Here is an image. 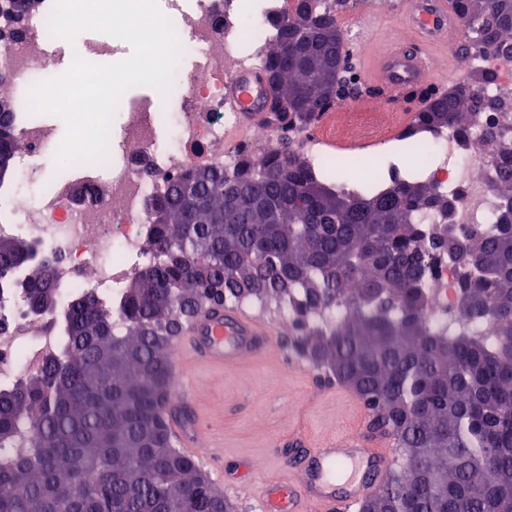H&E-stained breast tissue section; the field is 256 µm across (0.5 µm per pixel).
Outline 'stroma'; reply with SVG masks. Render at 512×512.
Instances as JSON below:
<instances>
[{
  "mask_svg": "<svg viewBox=\"0 0 512 512\" xmlns=\"http://www.w3.org/2000/svg\"><path fill=\"white\" fill-rule=\"evenodd\" d=\"M336 23L343 30L355 25L367 31L361 47L351 50V76L362 96L347 108L356 112L381 95L366 81L360 53L384 50L406 37L407 30L398 15L350 23L344 8L337 10ZM246 310L275 331L278 354L224 366L194 364L174 389L183 415L202 424L197 464L242 512H260L264 480L299 478L302 470L291 464V456L334 437L363 434L368 411L348 387L319 384L308 363L284 347V316L251 304Z\"/></svg>",
  "mask_w": 512,
  "mask_h": 512,
  "instance_id": "stroma-1",
  "label": "stroma"
}]
</instances>
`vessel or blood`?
I'll return each mask as SVG.
<instances>
[{
  "instance_id": "vessel-or-blood-1",
  "label": "vessel or blood",
  "mask_w": 512,
  "mask_h": 512,
  "mask_svg": "<svg viewBox=\"0 0 512 512\" xmlns=\"http://www.w3.org/2000/svg\"><path fill=\"white\" fill-rule=\"evenodd\" d=\"M408 39L380 55L378 66L367 78L390 92L415 90L428 84V64L420 48L443 45L449 59H456V46L450 38L457 30V12L451 0H403ZM225 97L244 117L253 118L268 111L270 92L263 69L237 71L224 87ZM341 111L322 113L318 131L327 146H365L364 129L346 130ZM274 333L246 311L228 309L221 314L202 313L188 325L184 336L173 346L175 359L196 354L210 364L228 365L255 358L271 351ZM390 464L384 448L365 447L359 436L331 440L315 449L299 484L267 483L260 495L264 512H353L366 490L352 483L348 493L337 496L334 478L347 469L364 468L372 475L383 474Z\"/></svg>"
}]
</instances>
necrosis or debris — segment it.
I'll return each mask as SVG.
<instances>
[{
  "label": "necrosis or debris",
  "instance_id": "4bbe7bcc",
  "mask_svg": "<svg viewBox=\"0 0 512 512\" xmlns=\"http://www.w3.org/2000/svg\"><path fill=\"white\" fill-rule=\"evenodd\" d=\"M55 4L42 0L22 36L0 39V69L10 76L22 143L17 170L35 190L34 201L21 205L14 183L0 184V236L25 234L55 252L54 279L64 293L93 287L106 296L141 261L151 227L149 201L167 180L189 167L232 165L243 153L255 166L265 164L274 137L246 127L235 106L225 102L224 84L235 70L261 62L260 47L274 41L295 6L292 0H275L252 24L244 16V0H170L169 18L182 49L170 88L121 98L124 122L109 131L103 156L69 165L67 177L57 180L53 172L61 140L28 104L31 87L53 76L58 38L49 19ZM478 69L495 74L481 87L483 97L494 103L512 99V64L492 54H460L457 86H467ZM490 128L512 138V112L494 106L478 115L463 143L450 130L423 138L435 159L427 175L452 198L454 223L500 221L496 156L486 137ZM455 278L454 267L437 268L424 311L430 324H441L450 312ZM57 343L54 329L29 315L17 290H0V380L35 370Z\"/></svg>",
  "mask_w": 512,
  "mask_h": 512
}]
</instances>
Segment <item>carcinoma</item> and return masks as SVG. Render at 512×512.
<instances>
[{
    "label": "carcinoma",
    "mask_w": 512,
    "mask_h": 512,
    "mask_svg": "<svg viewBox=\"0 0 512 512\" xmlns=\"http://www.w3.org/2000/svg\"><path fill=\"white\" fill-rule=\"evenodd\" d=\"M41 0H0V18ZM322 0H298L271 43L266 113L282 132L264 166L191 167L155 203L152 231L117 295L84 288L60 302L57 258L38 243L0 237V289L17 285L60 337L34 373L0 381V512H218L224 497L177 448L170 427V328L211 304L288 312L292 349L353 383L369 427L396 460L359 512H512V141L488 131L499 154L500 223L454 224L448 195L425 176L432 156L414 135L469 125L487 103L453 89L416 113L400 136L414 167L392 181L362 180L334 161L314 171L288 128L336 106L311 90L341 54ZM467 21L463 50L512 62V0H455ZM308 27L307 39L299 29ZM305 57L294 68L279 48ZM20 140L0 88V183ZM356 180L349 192L339 174ZM434 210L437 224L417 215ZM203 256L199 262L196 257ZM458 268L448 320L423 311L442 264ZM495 328L490 340L478 326Z\"/></svg>",
    "instance_id": "obj_1"
}]
</instances>
